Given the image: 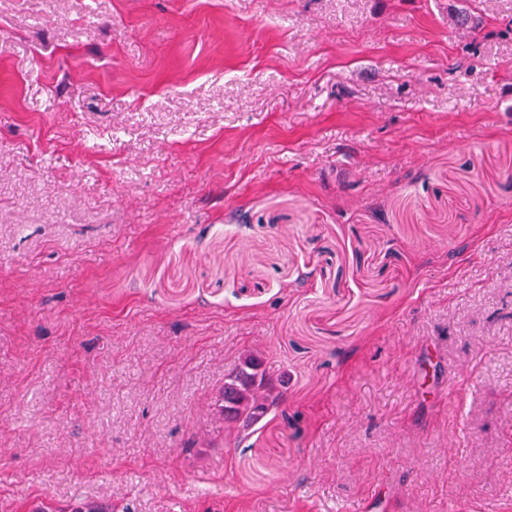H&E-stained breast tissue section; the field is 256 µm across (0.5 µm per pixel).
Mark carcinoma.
<instances>
[{"label":"carcinoma","mask_w":512,"mask_h":512,"mask_svg":"<svg viewBox=\"0 0 512 512\" xmlns=\"http://www.w3.org/2000/svg\"><path fill=\"white\" fill-rule=\"evenodd\" d=\"M279 399L276 386L266 376L263 360L253 353H246L236 369L224 377L217 407L224 417L241 420L250 426L278 405Z\"/></svg>","instance_id":"cac0c4a2"}]
</instances>
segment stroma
<instances>
[{"label":"stroma","instance_id":"35a3bbf8","mask_svg":"<svg viewBox=\"0 0 512 512\" xmlns=\"http://www.w3.org/2000/svg\"><path fill=\"white\" fill-rule=\"evenodd\" d=\"M368 500L512 512V0H0V512ZM263 366L259 356L245 353L236 369L224 377L217 407L225 418L242 419L246 426H251L279 404L280 395Z\"/></svg>","mask_w":512,"mask_h":512}]
</instances>
